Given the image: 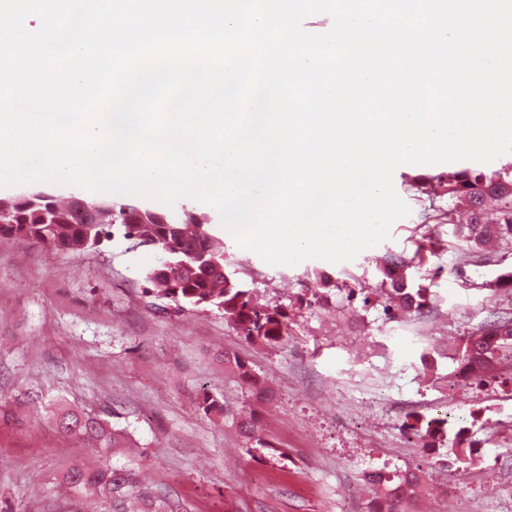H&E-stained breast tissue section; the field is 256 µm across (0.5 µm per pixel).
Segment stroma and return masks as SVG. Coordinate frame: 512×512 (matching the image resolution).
Returning a JSON list of instances; mask_svg holds the SVG:
<instances>
[{"instance_id":"35a3bbf8","label":"stroma","mask_w":512,"mask_h":512,"mask_svg":"<svg viewBox=\"0 0 512 512\" xmlns=\"http://www.w3.org/2000/svg\"><path fill=\"white\" fill-rule=\"evenodd\" d=\"M463 162L403 165L394 187L410 209L391 236L350 262L309 259L271 266L227 239L234 277L261 304L287 307L291 334L276 347L244 343L222 312L179 311L142 295L162 253L114 236L80 254L28 241L0 242V512H85L89 497L59 492L63 474L94 458L88 442L61 435L57 403L119 413L128 445L108 459L136 468L175 512H363V473L421 467L429 487L419 512H512V388L460 387L455 344L492 313H512L497 281L512 251L466 254L443 185ZM408 265L428 288L421 316L387 320L384 259ZM320 300L303 301L310 288ZM245 359L274 391L259 410L265 437L288 465L251 458L223 416L198 408L202 391L231 411L251 408L224 368ZM429 361H422V353ZM447 417L469 430L480 456L449 491L447 448H423L402 430L407 414Z\"/></svg>"}]
</instances>
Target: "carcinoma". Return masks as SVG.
Segmentation results:
<instances>
[{
	"mask_svg": "<svg viewBox=\"0 0 512 512\" xmlns=\"http://www.w3.org/2000/svg\"><path fill=\"white\" fill-rule=\"evenodd\" d=\"M512 170L505 168L491 175L467 168L448 176V201L479 205L488 202L493 217L489 224L473 221L455 227V237L470 247L485 250L490 242H512ZM141 244L150 241V248L161 251L167 246L180 263L174 278L166 267L150 270L145 276L144 291L159 300H166L178 310L207 311L216 308L224 312L237 334L249 344L276 345L288 339V310L257 304L252 292L242 288L225 274L228 262L224 251L225 232L208 223L207 217L195 210H183L167 224H88L83 214L66 209L52 211L48 207L21 204L12 207V216L0 223V241L22 239L51 250L83 251L100 245L114 232ZM389 280L388 304L384 314L394 319L407 312L421 313L429 307L427 290H408L405 262L392 258L384 271ZM459 360L476 367L482 376L474 379L476 387L512 381L511 372L497 371V365L512 355V316H498L463 337L457 348ZM224 366L247 388L257 405L269 403L273 395L264 381L257 377L248 363L236 354H224ZM204 414L220 413L223 405L210 392L198 399ZM58 431L76 439L88 438L100 448L99 462L91 467H73L63 476L65 484L78 494L92 496L104 504H112V512H168L167 503L143 490L131 468H114L107 454L125 447V431L115 427L107 413L93 415L60 404L55 410ZM236 430L250 444L246 452L260 456L288 459V454L258 433L255 415L232 420ZM411 430L422 439L431 438L448 444L455 460L462 464L461 472L475 462L474 443L463 432L448 438V420H433L426 424L415 420ZM365 480L374 488L373 512H415L414 506L425 490L423 471L373 470Z\"/></svg>",
	"mask_w": 512,
	"mask_h": 512,
	"instance_id": "obj_1",
	"label": "carcinoma"
}]
</instances>
